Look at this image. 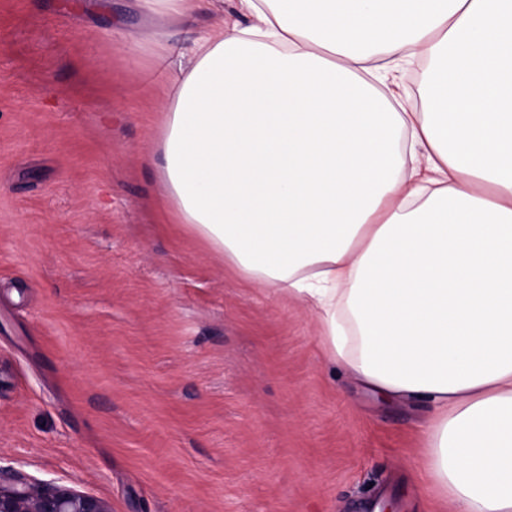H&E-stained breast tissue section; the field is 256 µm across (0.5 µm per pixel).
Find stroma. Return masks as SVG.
Segmentation results:
<instances>
[{"mask_svg":"<svg viewBox=\"0 0 512 512\" xmlns=\"http://www.w3.org/2000/svg\"><path fill=\"white\" fill-rule=\"evenodd\" d=\"M135 0H0V481L112 512H451L420 403L380 402L163 204L167 75Z\"/></svg>","mask_w":512,"mask_h":512,"instance_id":"1","label":"stroma"}]
</instances>
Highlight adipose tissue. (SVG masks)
<instances>
[{"instance_id":"ef3b65f1","label":"adipose tissue","mask_w":512,"mask_h":512,"mask_svg":"<svg viewBox=\"0 0 512 512\" xmlns=\"http://www.w3.org/2000/svg\"><path fill=\"white\" fill-rule=\"evenodd\" d=\"M224 0H137L169 25ZM171 44L159 180L248 279L297 298L332 364L430 410L428 484L512 512V0H239ZM419 67L420 103L366 78Z\"/></svg>"}]
</instances>
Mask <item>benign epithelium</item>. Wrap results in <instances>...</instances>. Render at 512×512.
Returning a JSON list of instances; mask_svg holds the SVG:
<instances>
[{"mask_svg": "<svg viewBox=\"0 0 512 512\" xmlns=\"http://www.w3.org/2000/svg\"><path fill=\"white\" fill-rule=\"evenodd\" d=\"M0 512H112L107 501L51 481L0 483Z\"/></svg>", "mask_w": 512, "mask_h": 512, "instance_id": "1", "label": "benign epithelium"}]
</instances>
